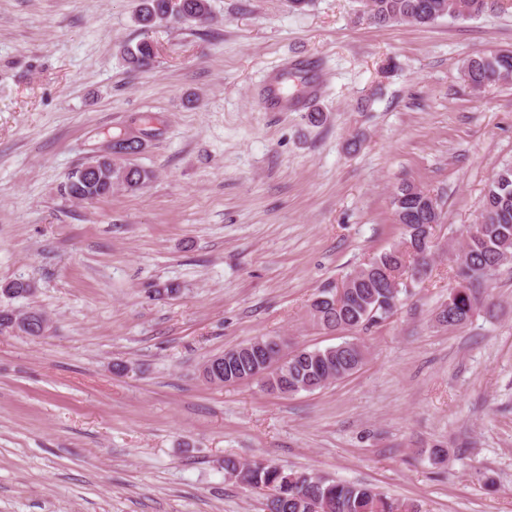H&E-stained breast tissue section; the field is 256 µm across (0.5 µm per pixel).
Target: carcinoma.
Listing matches in <instances>:
<instances>
[{
    "mask_svg": "<svg viewBox=\"0 0 512 512\" xmlns=\"http://www.w3.org/2000/svg\"><path fill=\"white\" fill-rule=\"evenodd\" d=\"M363 17L371 24L385 27L410 23L428 25L440 18L475 19L488 12L504 9L502 0H364ZM210 19L207 0H141L136 22L150 28L159 21L195 22L204 24ZM124 61L132 71L151 66L155 56L153 43L144 39L123 50ZM460 72L473 89L481 90L512 79V51L494 55H476L463 61ZM150 178L146 170L132 166L128 170L112 172V179L128 190L138 189ZM64 190L75 200H96L112 195V183L81 178H67ZM396 222L404 230L405 245L382 252L365 266L349 274L341 303L334 301L330 290H324L310 303L313 321L327 329L353 331L368 328L374 317L391 314L400 303L402 289L394 288L389 279L404 264L427 265L428 243L422 239V226L438 224L441 220L439 203L433 202L428 192L413 185L401 187L393 198ZM458 277L468 284L463 295L450 296L439 307L436 321L445 327L456 328L467 324L484 303L480 286L500 268L512 263V167L495 174L489 182L482 201L480 221L467 233L455 253ZM33 291L29 281L15 279L0 295L5 298H23ZM46 315L36 309L24 312L4 307L0 309V333L10 332L20 323H37ZM263 343L278 354L288 348L283 336H261L247 344L224 352V369L213 378L202 367L204 380L210 384L228 386L252 381L271 394L296 395L313 392L333 381L356 372L364 363L367 348L354 336L324 349L297 347L287 354L288 361L281 366H259L252 349ZM224 474L255 489L273 485L281 490V497L267 500L268 512H421L413 502H397L375 489L346 481L313 475L306 471L284 470L271 464L242 463L233 456L224 457Z\"/></svg>",
    "mask_w": 512,
    "mask_h": 512,
    "instance_id": "1",
    "label": "carcinoma"
}]
</instances>
